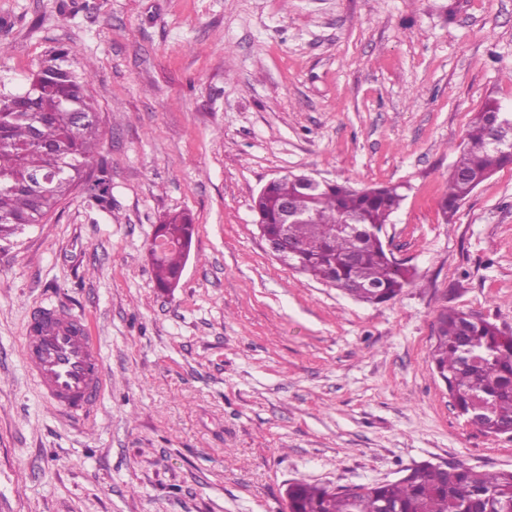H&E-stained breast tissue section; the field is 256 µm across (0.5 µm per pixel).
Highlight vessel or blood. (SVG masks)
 <instances>
[{"mask_svg": "<svg viewBox=\"0 0 512 512\" xmlns=\"http://www.w3.org/2000/svg\"><path fill=\"white\" fill-rule=\"evenodd\" d=\"M20 352L48 405L78 417L104 388L100 350L78 317L45 307L27 325Z\"/></svg>", "mask_w": 512, "mask_h": 512, "instance_id": "b4317fda", "label": "vessel or blood"}]
</instances>
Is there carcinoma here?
<instances>
[{
    "mask_svg": "<svg viewBox=\"0 0 512 512\" xmlns=\"http://www.w3.org/2000/svg\"><path fill=\"white\" fill-rule=\"evenodd\" d=\"M85 74L59 48L21 93L0 92V239L38 224L83 178L99 149L97 112L84 94ZM502 117L494 99L475 114L448 176L441 201L453 215L494 172L512 165V150H495L490 124ZM108 177L99 165L95 200L108 203ZM405 199L400 185L354 187L347 182L304 187L288 175L254 200L274 257L312 279L378 304L414 282V273L385 248L383 229ZM292 203L312 222L281 223ZM194 224L178 213L160 224L165 242L150 249L157 287L177 285L190 255ZM432 363L465 421L489 435L512 431V330L483 315L443 308L437 315ZM288 512H512V471L487 472L463 462L411 469L393 483L328 489L293 482Z\"/></svg>",
    "mask_w": 512,
    "mask_h": 512,
    "instance_id": "obj_1",
    "label": "carcinoma"
}]
</instances>
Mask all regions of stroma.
I'll list each match as a JSON object with an SVG mask.
<instances>
[{"mask_svg": "<svg viewBox=\"0 0 512 512\" xmlns=\"http://www.w3.org/2000/svg\"><path fill=\"white\" fill-rule=\"evenodd\" d=\"M59 48L111 206L82 184L0 240V512H287L297 480L512 470L430 357L441 308L512 328V165L439 207L475 112L512 109V0H0V89ZM285 174L404 185L384 240L414 284L373 305L276 261L253 199ZM179 212L196 234L164 292L149 247ZM49 306L104 360L81 417L20 355Z\"/></svg>", "mask_w": 512, "mask_h": 512, "instance_id": "1", "label": "stroma"}]
</instances>
